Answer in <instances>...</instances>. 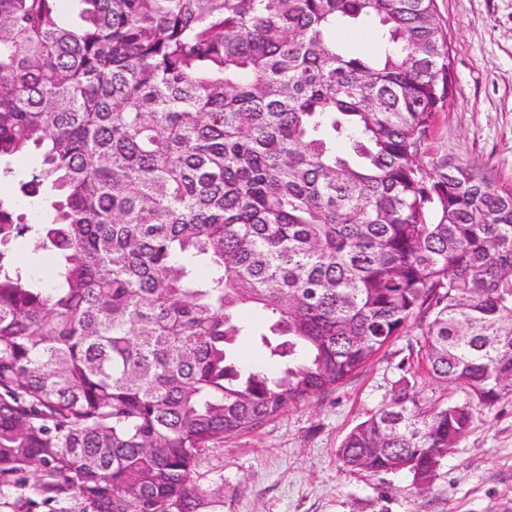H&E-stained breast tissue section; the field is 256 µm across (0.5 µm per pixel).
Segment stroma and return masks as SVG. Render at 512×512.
<instances>
[{
	"instance_id": "stroma-1",
	"label": "stroma",
	"mask_w": 512,
	"mask_h": 512,
	"mask_svg": "<svg viewBox=\"0 0 512 512\" xmlns=\"http://www.w3.org/2000/svg\"><path fill=\"white\" fill-rule=\"evenodd\" d=\"M447 32L451 86L424 140V165L463 159L512 188V0H435ZM339 50L384 49L369 20L337 24ZM41 156L12 160L0 201L32 219L20 192ZM416 325L386 345L357 377L323 397L289 407L254 432L225 440L202 461V486H222L224 512H512V394L473 418L426 488L409 473L351 471L338 450L347 434L388 398Z\"/></svg>"
}]
</instances>
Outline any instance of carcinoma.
Here are the masks:
<instances>
[{
    "label": "carcinoma",
    "instance_id": "obj_1",
    "mask_svg": "<svg viewBox=\"0 0 512 512\" xmlns=\"http://www.w3.org/2000/svg\"><path fill=\"white\" fill-rule=\"evenodd\" d=\"M79 2L69 26L58 0H0V162L43 150L22 192H56L47 224L0 203V500L222 512L200 460L412 320L398 388L338 455L428 485L512 394V189L419 162L449 95L434 0ZM361 18L384 55L331 41ZM242 336L278 371L242 364ZM421 361L463 399L427 405Z\"/></svg>",
    "mask_w": 512,
    "mask_h": 512
}]
</instances>
